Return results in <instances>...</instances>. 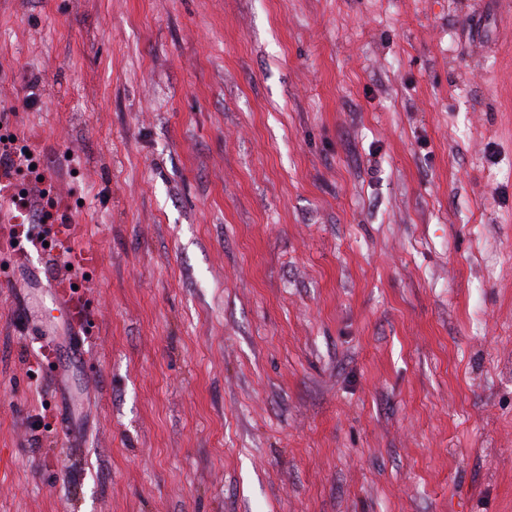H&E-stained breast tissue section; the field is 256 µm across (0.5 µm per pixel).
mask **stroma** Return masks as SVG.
Instances as JSON below:
<instances>
[{
  "instance_id": "stroma-1",
  "label": "stroma",
  "mask_w": 512,
  "mask_h": 512,
  "mask_svg": "<svg viewBox=\"0 0 512 512\" xmlns=\"http://www.w3.org/2000/svg\"><path fill=\"white\" fill-rule=\"evenodd\" d=\"M0 128L99 252L0 512H512V0H0Z\"/></svg>"
}]
</instances>
